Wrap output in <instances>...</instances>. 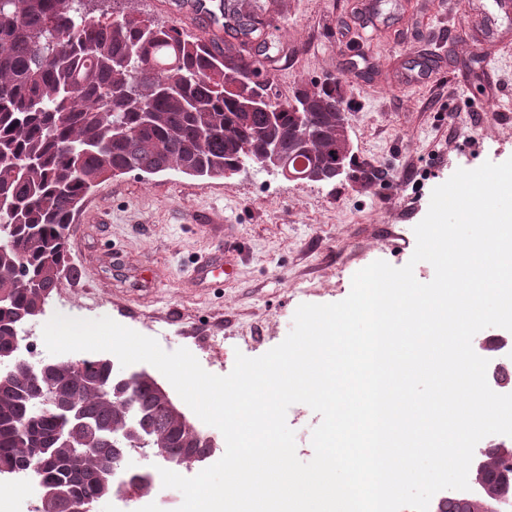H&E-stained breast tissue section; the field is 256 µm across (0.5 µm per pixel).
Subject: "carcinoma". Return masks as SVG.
Returning <instances> with one entry per match:
<instances>
[{
    "label": "carcinoma",
    "mask_w": 512,
    "mask_h": 512,
    "mask_svg": "<svg viewBox=\"0 0 512 512\" xmlns=\"http://www.w3.org/2000/svg\"><path fill=\"white\" fill-rule=\"evenodd\" d=\"M203 14L213 35L209 43L132 15L90 18L85 0H0V197L13 205L0 218L18 223L13 250L0 253V289H12L13 297V308L0 309V326L35 302L20 281L40 278L53 286L67 263L73 215L104 179L168 170L224 177L250 146L256 156L275 155L278 173L289 181L333 180L336 162L346 158L338 113L349 110L337 81L314 82L291 100L270 101L277 111L271 128L266 112H247L240 104L247 93L266 96L255 50L270 52L264 13L244 10L242 0H220L219 13ZM224 34L243 46L228 62L220 46ZM226 80L235 91H224ZM300 115L317 139L301 137ZM85 364L82 378L60 369L52 382L74 394L112 374L98 359ZM41 385L20 368L0 384V473L28 469L14 436L21 421L31 448L55 433L54 417L29 419L20 395ZM126 391L151 438L173 458L208 453L182 416L164 406L165 393L152 377L132 374ZM86 401L96 429L89 437L105 466L114 450L98 437L109 426L119 428L123 415L89 395ZM39 479L43 512H66L67 495L96 500L112 491L69 455L53 459ZM479 498L452 493L447 512H472L470 502Z\"/></svg>",
    "instance_id": "carcinoma-1"
}]
</instances>
